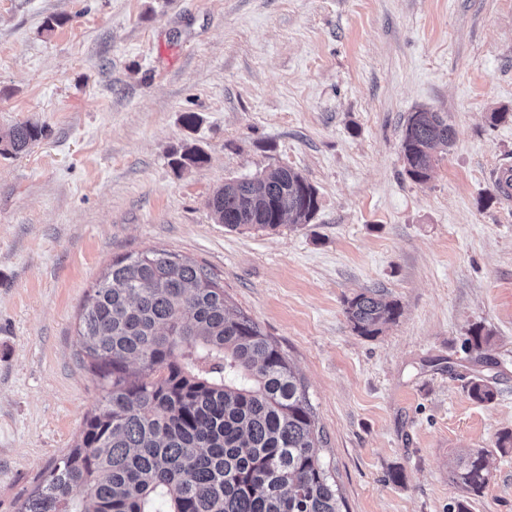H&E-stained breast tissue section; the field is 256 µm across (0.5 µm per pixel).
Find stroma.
Returning <instances> with one entry per match:
<instances>
[{"mask_svg":"<svg viewBox=\"0 0 512 512\" xmlns=\"http://www.w3.org/2000/svg\"><path fill=\"white\" fill-rule=\"evenodd\" d=\"M421 109L456 138L416 182L400 140ZM27 121L46 137L0 155V512L102 399L87 295L152 251L206 265L278 344L346 512H512V0H0V132ZM187 146L205 162L175 169ZM277 166L316 188L310 223H214L216 188ZM367 288L401 308L374 338L345 314ZM477 374L493 402L470 398ZM473 448L477 496L451 479ZM451 476L468 494L480 495L489 482L486 451L476 449L461 456L452 469Z\"/></svg>","mask_w":512,"mask_h":512,"instance_id":"1","label":"stroma"}]
</instances>
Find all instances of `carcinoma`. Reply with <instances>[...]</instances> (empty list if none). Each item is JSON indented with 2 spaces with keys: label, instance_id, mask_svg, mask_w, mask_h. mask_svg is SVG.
Returning <instances> with one entry per match:
<instances>
[{
  "label": "carcinoma",
  "instance_id": "obj_1",
  "mask_svg": "<svg viewBox=\"0 0 512 512\" xmlns=\"http://www.w3.org/2000/svg\"><path fill=\"white\" fill-rule=\"evenodd\" d=\"M45 134L36 122L16 125L0 134V154L23 153ZM454 139L445 113H410L400 142L406 173L427 180L437 149ZM205 161L192 147L173 164ZM208 207L230 230L273 231L283 217L310 223L318 194L300 172L278 166L224 183ZM345 313L358 335L373 338L400 307L368 289L346 300ZM78 336L102 401L18 512H341L305 387L250 317L230 314L205 266L164 251L113 262L86 299ZM467 342L481 356L491 335L473 328ZM469 395L491 403L496 391L475 376ZM451 476L480 495L486 451L460 457Z\"/></svg>",
  "mask_w": 512,
  "mask_h": 512
}]
</instances>
